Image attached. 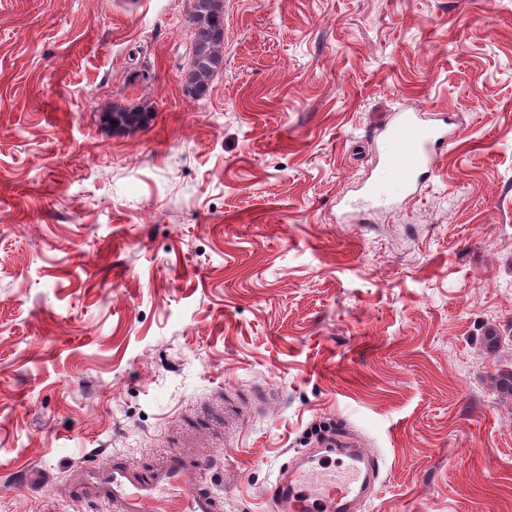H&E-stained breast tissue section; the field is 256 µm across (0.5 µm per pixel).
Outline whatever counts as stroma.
I'll return each mask as SVG.
<instances>
[{"label": "stroma", "mask_w": 512, "mask_h": 512, "mask_svg": "<svg viewBox=\"0 0 512 512\" xmlns=\"http://www.w3.org/2000/svg\"><path fill=\"white\" fill-rule=\"evenodd\" d=\"M190 7L0 0V512H107L19 473L192 432L266 512L320 422L379 458L357 512H512V0H224L199 99ZM405 107L456 130L414 198ZM105 122L116 129L135 128L144 125L149 118L147 109L114 107L111 111L106 112L104 116ZM115 120V123H112Z\"/></svg>", "instance_id": "1"}]
</instances>
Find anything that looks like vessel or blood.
Segmentation results:
<instances>
[{"instance_id":"1","label":"vessel or blood","mask_w":512,"mask_h":512,"mask_svg":"<svg viewBox=\"0 0 512 512\" xmlns=\"http://www.w3.org/2000/svg\"><path fill=\"white\" fill-rule=\"evenodd\" d=\"M390 148L381 161L407 189L419 187L431 159L452 138L448 128L415 112L400 113L384 129ZM343 458L321 478H308L293 465L269 493L270 512H352V505L377 476L379 459L350 433L336 437ZM208 456L184 444L154 468L142 471L120 458L104 465L83 464L71 496L106 505L107 512H224V499L204 484Z\"/></svg>"}]
</instances>
